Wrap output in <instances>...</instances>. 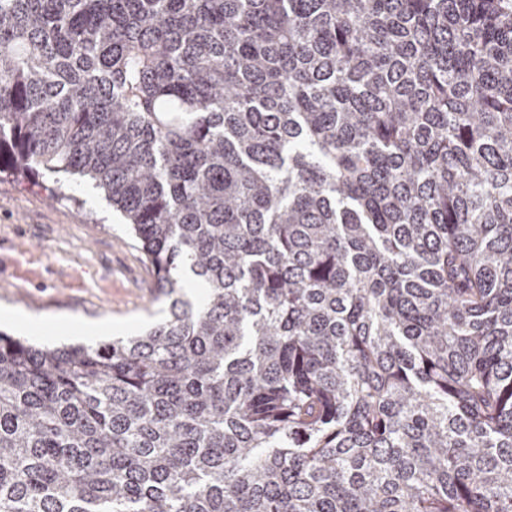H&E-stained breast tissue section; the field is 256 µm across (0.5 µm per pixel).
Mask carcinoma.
I'll list each match as a JSON object with an SVG mask.
<instances>
[{"label": "carcinoma", "mask_w": 512, "mask_h": 512, "mask_svg": "<svg viewBox=\"0 0 512 512\" xmlns=\"http://www.w3.org/2000/svg\"><path fill=\"white\" fill-rule=\"evenodd\" d=\"M0 166L171 299L0 332V512H512V0H0Z\"/></svg>", "instance_id": "carcinoma-1"}]
</instances>
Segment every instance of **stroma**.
Masks as SVG:
<instances>
[{
    "mask_svg": "<svg viewBox=\"0 0 512 512\" xmlns=\"http://www.w3.org/2000/svg\"><path fill=\"white\" fill-rule=\"evenodd\" d=\"M67 323L36 345L81 344L85 320L122 323L123 335L144 331L169 316V300L103 191L53 174L0 173V306Z\"/></svg>",
    "mask_w": 512,
    "mask_h": 512,
    "instance_id": "35a3bbf8",
    "label": "stroma"
}]
</instances>
